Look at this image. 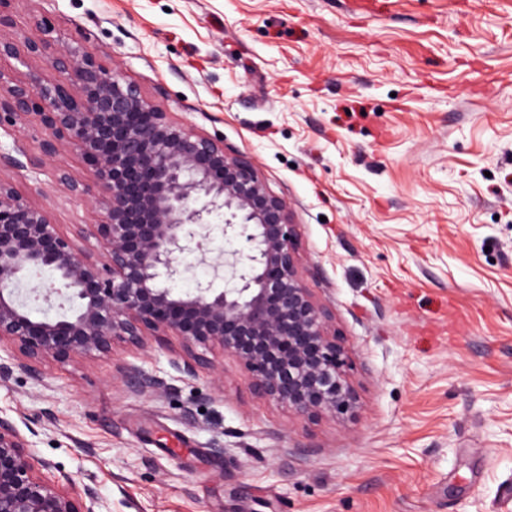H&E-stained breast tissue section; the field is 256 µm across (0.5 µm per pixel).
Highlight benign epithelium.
Masks as SVG:
<instances>
[{
    "instance_id": "7a95c632",
    "label": "benign epithelium",
    "mask_w": 512,
    "mask_h": 512,
    "mask_svg": "<svg viewBox=\"0 0 512 512\" xmlns=\"http://www.w3.org/2000/svg\"><path fill=\"white\" fill-rule=\"evenodd\" d=\"M12 2L0 0V60H18L29 78L0 68V131L16 139L12 151H0V348L10 347L0 381L21 371L39 382L46 360L107 354L116 340L139 348L175 336L181 351L169 364L183 379L214 369L207 352L219 348L254 395L294 416L356 417L348 349L331 331L332 308L303 282L288 200L270 191L252 159L175 118L119 69L58 49L60 37L36 13L43 36L19 50L1 34L13 28ZM67 153L90 163L93 184L74 174ZM45 165L66 197L97 188L95 218L71 235L10 178ZM214 217L244 250L209 256ZM89 239L99 249L77 244ZM186 254L209 263L213 280L177 294L170 283L182 276ZM39 271L51 278L29 285ZM224 278L227 287H213ZM32 300L68 303L70 312L35 320ZM120 377L133 395L166 388L165 379L132 367ZM49 470L0 415V512H95L92 487L53 480Z\"/></svg>"
}]
</instances>
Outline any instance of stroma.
I'll list each match as a JSON object with an SVG mask.
<instances>
[{"mask_svg": "<svg viewBox=\"0 0 512 512\" xmlns=\"http://www.w3.org/2000/svg\"><path fill=\"white\" fill-rule=\"evenodd\" d=\"M179 120L250 157L299 226L362 408L316 421L176 337L45 362L0 413L103 512H512V0H16ZM62 231L49 171L13 173ZM169 379L154 396L118 378ZM120 377L128 392L133 395L157 393L167 385L165 379L132 367L122 368Z\"/></svg>", "mask_w": 512, "mask_h": 512, "instance_id": "1", "label": "stroma"}]
</instances>
